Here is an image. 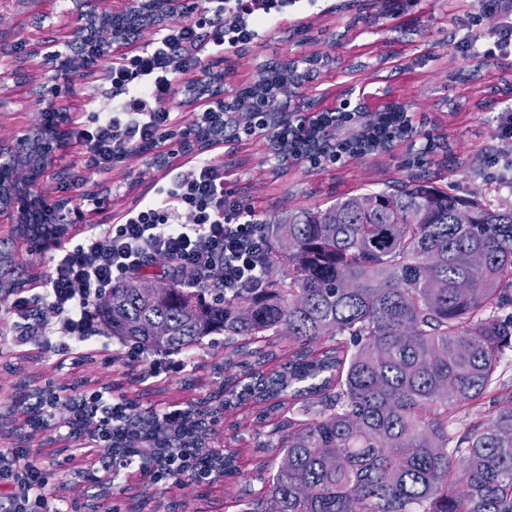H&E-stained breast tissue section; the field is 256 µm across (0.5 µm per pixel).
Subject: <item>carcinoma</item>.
<instances>
[{
  "label": "carcinoma",
  "instance_id": "1",
  "mask_svg": "<svg viewBox=\"0 0 512 512\" xmlns=\"http://www.w3.org/2000/svg\"><path fill=\"white\" fill-rule=\"evenodd\" d=\"M265 67L271 93L302 86ZM325 152L363 157L411 140L406 180L264 223L259 284L224 291L167 259L149 256L95 306L108 334L146 354L199 350L224 337L222 403L185 413L178 440L132 411L135 432L112 447L148 464L151 448H203L214 413L253 399L268 413L301 403L258 446V495L240 512H512V398L464 427L460 411L483 404L512 348V207L435 185L440 139L416 130L399 108L370 115L355 138ZM0 245V298L25 287ZM288 341L281 368L274 337ZM237 451L209 449L193 483L237 474Z\"/></svg>",
  "mask_w": 512,
  "mask_h": 512
}]
</instances>
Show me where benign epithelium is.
<instances>
[{
  "instance_id": "1",
  "label": "benign epithelium",
  "mask_w": 512,
  "mask_h": 512,
  "mask_svg": "<svg viewBox=\"0 0 512 512\" xmlns=\"http://www.w3.org/2000/svg\"><path fill=\"white\" fill-rule=\"evenodd\" d=\"M79 17L93 28L95 22L113 24L110 39L86 48L78 46L66 57L56 49V42H45L34 48L33 54L41 57L44 71L42 102L49 111L66 115L67 106L59 100L56 82L65 78L76 66L89 68L97 59L115 55L128 45V32L140 28L137 20L151 13L166 10L196 12L205 16L200 0H75ZM182 103L197 110V125L191 132V149L204 153L226 141L263 137L273 128L283 127L300 135L308 146H319L318 131L322 125V113L348 110L355 117L380 101H392L400 107L405 104L387 90L372 91L365 85H352L345 94L326 104L313 107L298 97L286 102L267 100L263 105L260 122L245 129L224 120L233 111L239 92L227 87L224 74L209 72L202 79L184 84ZM67 132L57 125L40 139L26 134L14 144L0 142V223L71 224L73 216L69 201H59L54 208L46 207L44 185L58 152L67 148ZM29 159V175L20 183L15 176L14 163Z\"/></svg>"
}]
</instances>
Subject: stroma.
<instances>
[{
    "label": "stroma",
    "instance_id": "1",
    "mask_svg": "<svg viewBox=\"0 0 512 512\" xmlns=\"http://www.w3.org/2000/svg\"><path fill=\"white\" fill-rule=\"evenodd\" d=\"M72 7V0H0V142H13L41 124L43 78L29 52L44 38L64 42L77 34ZM490 25L479 0H409L396 15L381 14L372 0H278L272 24L257 40L223 50L206 43L200 57L205 64L231 67L234 87L250 85L260 65L289 53L318 50L339 58L356 57V70H338L306 84V97L329 101L355 82L390 88L410 104L413 125L444 137L457 157V170L447 173L442 188L510 206L512 141L501 139L497 124L502 113L512 111V97L494 94L493 89L512 75V54L467 57L458 47L464 32H482ZM113 65L108 58L88 75L70 74L62 94L74 124L90 123L111 103L114 90L107 73ZM474 68L480 71L477 80H455L457 70ZM200 75L195 69L174 78L167 108L176 118L169 139L161 145L171 154L166 167H157L152 153L141 151L103 171L86 164L80 146L72 143L54 164L58 176L46 183V199L58 198L61 176L78 173V193L98 199L97 205L85 208L86 223L115 224L139 201L154 198L159 184L188 175L193 164L179 148V132L193 124L195 114L192 108L179 106L178 89ZM407 153L406 143L399 142L385 152L313 169L306 163L276 166L263 138L214 151L224 165L225 191L261 221L286 210L324 208L340 196L385 188L405 176ZM25 337V344L0 350V450L23 445L39 461L47 458L46 434L32 432L22 416L11 411L23 389L50 383L73 394L117 382L122 394L140 407L175 408L214 391L212 368L224 361V347L218 343L163 357L156 373L148 364L136 363L130 378L118 361L126 349L112 337L97 335L89 346L51 354L44 353L42 337ZM260 411V406L244 405L208 433L215 448L238 449L235 478L213 485L182 477L164 480L157 486L158 512H239L233 495L248 485L260 461L254 443L266 438L280 420L276 413L261 418ZM99 469L98 456H75L60 469L53 494L84 505L92 490L82 481H70L69 474Z\"/></svg>",
    "mask_w": 512,
    "mask_h": 512
}]
</instances>
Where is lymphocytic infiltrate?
Wrapping results in <instances>:
<instances>
[{
    "mask_svg": "<svg viewBox=\"0 0 512 512\" xmlns=\"http://www.w3.org/2000/svg\"><path fill=\"white\" fill-rule=\"evenodd\" d=\"M275 0H222L224 26L216 46L234 47L256 40L272 16ZM493 25L488 36L463 38L465 55L486 59L512 52V0H484ZM200 35L196 25L160 28L139 54L112 68L117 96L91 125L72 130L90 164L103 170L121 163L136 146L156 142L174 115L165 103L176 74L197 68ZM190 217L181 223L177 211ZM266 249L263 227L252 212L224 190V167L198 161L189 176L173 178L155 199L138 203L122 223L89 226L80 240L58 241L37 296H18L7 307L37 331L41 317L33 302L60 319L65 338L82 344L93 336V308L106 287L138 267L144 254L171 259L185 271H220L228 290L255 287ZM26 448L0 451V512H72L64 500H49L48 478L29 459Z\"/></svg>",
    "mask_w": 512,
    "mask_h": 512,
    "instance_id": "1",
    "label": "lymphocytic infiltrate"
}]
</instances>
